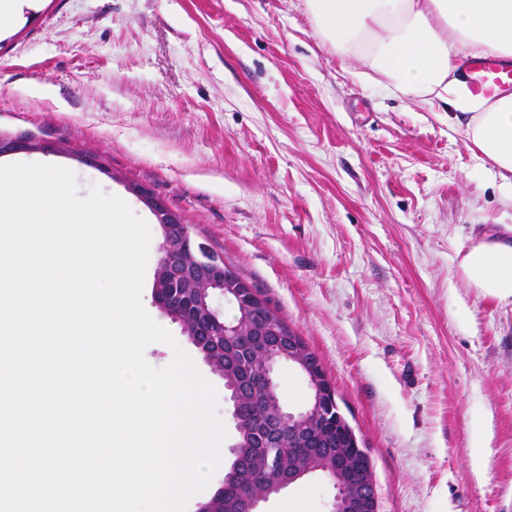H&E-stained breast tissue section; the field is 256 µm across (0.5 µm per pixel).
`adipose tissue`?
<instances>
[{"instance_id":"obj_1","label":"adipose tissue","mask_w":512,"mask_h":512,"mask_svg":"<svg viewBox=\"0 0 512 512\" xmlns=\"http://www.w3.org/2000/svg\"><path fill=\"white\" fill-rule=\"evenodd\" d=\"M306 9L340 60L362 64V82L428 104L448 101L467 115V142L512 193V96L473 95L454 63L461 47L475 57L512 56V0H306ZM459 268L481 296L512 301L507 237L473 242Z\"/></svg>"}]
</instances>
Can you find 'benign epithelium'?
Wrapping results in <instances>:
<instances>
[{"mask_svg":"<svg viewBox=\"0 0 512 512\" xmlns=\"http://www.w3.org/2000/svg\"><path fill=\"white\" fill-rule=\"evenodd\" d=\"M31 151L58 154L64 152V147L33 137L0 134L1 157ZM125 187L156 218L163 237L162 257L178 251L189 255L195 251V244L190 240L176 241L172 237V230L184 223L181 214L169 209L143 184L129 182ZM187 285L191 286L189 292L195 302L196 317L186 322L180 321L182 330L189 331V336L197 342L205 336L210 339L220 336L255 350L253 384L268 393L265 419L273 427L288 424L289 440L294 447L303 449L288 465H280L278 457L283 436L278 433L271 436L267 443L270 468L266 479L249 489L243 499L242 512H260V504L271 496L269 488L279 493L312 475L323 478L332 489L330 512H379L373 463L358 436H353L354 446L360 452L358 458L346 449H338L334 458H323L317 462L305 460V455L311 453L316 445L315 431L324 416L326 397L331 387V381L319 365L315 353H303L293 337L286 338L262 323L252 322L248 310L260 297L252 294L246 282L224 275L221 263L213 262L210 268L203 269L196 261L184 260L175 265L158 262L154 297L164 312L172 310L171 292ZM216 295L242 307L241 322L224 320V314L213 304ZM284 364L298 370L308 385V403L299 410L288 408L279 397L278 369Z\"/></svg>","mask_w":512,"mask_h":512,"instance_id":"benign-epithelium-1","label":"benign epithelium"}]
</instances>
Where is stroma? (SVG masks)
Wrapping results in <instances>:
<instances>
[{
  "label": "stroma",
  "mask_w": 512,
  "mask_h": 512,
  "mask_svg": "<svg viewBox=\"0 0 512 512\" xmlns=\"http://www.w3.org/2000/svg\"><path fill=\"white\" fill-rule=\"evenodd\" d=\"M340 66L304 0H25L0 25V132L57 141L52 163L150 224L149 186L319 357L374 464L380 512H512V304L468 288L457 253L512 225V195L466 145L454 107ZM105 158L111 174L83 162ZM227 436L197 512L234 459ZM485 457L474 470V455ZM307 477L262 512H329Z\"/></svg>",
  "instance_id": "1"
}]
</instances>
